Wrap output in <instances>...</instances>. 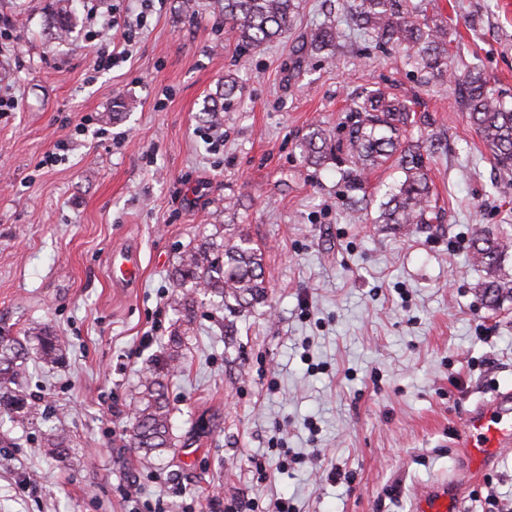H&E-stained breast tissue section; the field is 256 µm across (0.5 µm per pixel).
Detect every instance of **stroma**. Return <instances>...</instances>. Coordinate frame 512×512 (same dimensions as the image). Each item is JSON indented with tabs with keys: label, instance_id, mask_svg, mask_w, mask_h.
Here are the masks:
<instances>
[{
	"label": "stroma",
	"instance_id": "35a3bbf8",
	"mask_svg": "<svg viewBox=\"0 0 512 512\" xmlns=\"http://www.w3.org/2000/svg\"><path fill=\"white\" fill-rule=\"evenodd\" d=\"M76 0L57 39L55 0H0L21 55H0V331L49 328L67 347L18 381L40 415L0 423V512H414L436 482H460L458 512H512V451L468 478L459 434L496 387L512 388V248L492 270L476 237L512 239V170L496 165L446 84L348 24L350 0H303L288 41L239 53L212 0ZM448 32L452 69H480L512 100V0H424ZM340 29L314 50L315 28ZM128 49L97 68L102 38ZM219 126L204 111L225 80ZM386 86L417 100L409 128L426 153L440 218L374 223L397 167L367 173L351 209L335 165L307 164L313 127L344 122ZM66 149H59V142ZM57 154L55 163L46 157ZM244 232L263 252L265 302L242 311L198 297L178 370L172 276L203 237ZM139 255L130 286L113 256ZM161 377L174 445H129L141 381ZM64 430L57 459L44 441ZM255 458L265 476L248 471ZM340 469L334 481L328 474Z\"/></svg>",
	"mask_w": 512,
	"mask_h": 512
}]
</instances>
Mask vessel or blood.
<instances>
[{
  "mask_svg": "<svg viewBox=\"0 0 512 512\" xmlns=\"http://www.w3.org/2000/svg\"><path fill=\"white\" fill-rule=\"evenodd\" d=\"M464 429L461 446L477 467L512 449V389L497 391L490 401L470 411ZM454 496L451 485H431L419 494L415 512H452Z\"/></svg>",
  "mask_w": 512,
  "mask_h": 512,
  "instance_id": "vessel-or-blood-1",
  "label": "vessel or blood"
}]
</instances>
